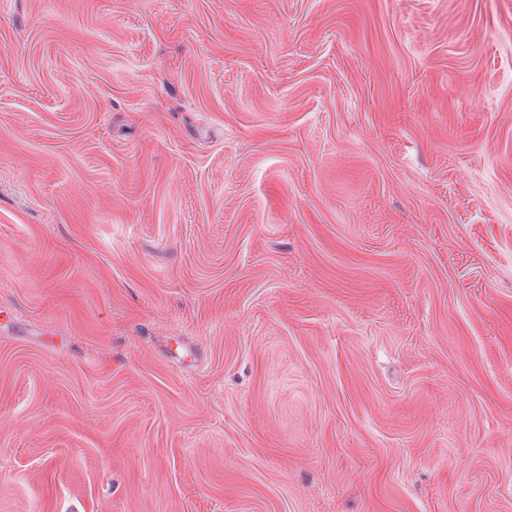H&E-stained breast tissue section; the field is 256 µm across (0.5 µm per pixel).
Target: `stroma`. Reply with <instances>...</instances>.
I'll return each mask as SVG.
<instances>
[{
    "instance_id": "35a3bbf8",
    "label": "stroma",
    "mask_w": 512,
    "mask_h": 512,
    "mask_svg": "<svg viewBox=\"0 0 512 512\" xmlns=\"http://www.w3.org/2000/svg\"><path fill=\"white\" fill-rule=\"evenodd\" d=\"M0 512H512V0H0Z\"/></svg>"
}]
</instances>
